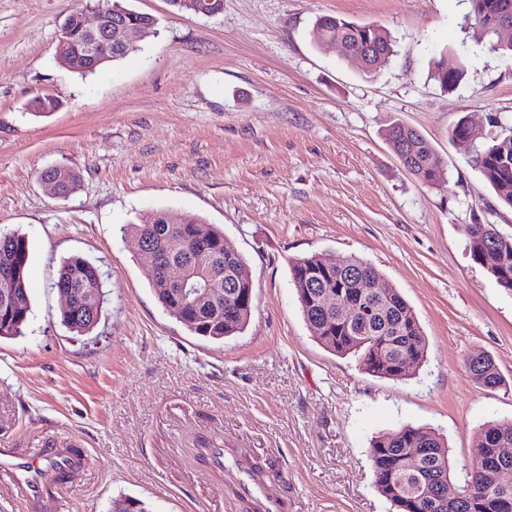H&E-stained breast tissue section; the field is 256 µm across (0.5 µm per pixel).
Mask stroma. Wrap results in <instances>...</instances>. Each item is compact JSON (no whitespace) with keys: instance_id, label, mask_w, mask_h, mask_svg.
<instances>
[{"instance_id":"1","label":"stroma","mask_w":512,"mask_h":512,"mask_svg":"<svg viewBox=\"0 0 512 512\" xmlns=\"http://www.w3.org/2000/svg\"><path fill=\"white\" fill-rule=\"evenodd\" d=\"M157 20L138 50L82 77L57 47L86 0H0V227L29 241L31 314L0 339V446L68 439L93 457L65 512H242L204 441L245 448L272 471L285 512H392L377 491L372 437L438 429L457 472L477 464L483 425L512 420V293L467 248L465 227L512 234L469 156L449 140L480 116L476 145L512 131V56L467 37V0H224L207 17L168 0H125ZM323 14L379 23L397 40L375 77L319 45ZM464 68L449 91L431 75ZM54 112L30 113L35 96ZM402 119L432 144L443 176L408 173L384 137ZM81 175L55 197L43 169ZM166 211L223 228L250 265L254 311L225 342L192 335L156 300L125 225ZM357 256L402 292L428 339L401 380L361 371L310 335L291 257ZM103 273L86 335L60 321L53 282L67 257ZM490 355L503 378L474 383L463 358Z\"/></svg>"}]
</instances>
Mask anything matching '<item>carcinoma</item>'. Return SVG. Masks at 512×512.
Masks as SVG:
<instances>
[{"label": "carcinoma", "mask_w": 512, "mask_h": 512, "mask_svg": "<svg viewBox=\"0 0 512 512\" xmlns=\"http://www.w3.org/2000/svg\"><path fill=\"white\" fill-rule=\"evenodd\" d=\"M512 0H481L482 8L471 9L469 30L474 39L489 46L493 52H510L512 45L492 47L486 27L499 17L501 6ZM72 10L70 45L61 56L62 62L80 75L94 73L100 66L122 59L127 53L104 47L100 58L91 66L82 65L84 35L74 19ZM316 29L321 41L333 45L338 55L372 77L376 67L372 61L362 60L355 53L356 47L369 43L384 54L394 53L396 40L387 28L378 24L357 25L336 16L323 15L316 19ZM463 72L448 76L443 62L435 64L434 78L441 87L448 88L461 81ZM386 140L400 145L399 160L423 185L436 183L438 170L432 167L437 161L429 141L416 129L400 120L392 121L385 129ZM473 154V162L485 182L494 191L499 203L512 208V131L482 149L464 147ZM60 195L67 197L81 185L80 174L68 167L52 170ZM202 220L187 215L173 220L163 211L142 217L138 224L130 225L136 238L149 241L157 252L158 262L147 271V281L163 308L183 324L191 334L204 340L222 343L248 327L254 305L246 303L243 295L253 289L249 264L236 250L224 251V232L210 227L207 235L196 233ZM466 235L471 257L481 261L483 253L494 248L498 264L491 275L497 284L512 291V235L501 233L494 224H469ZM318 254L294 257L290 260L291 284L296 291L304 322L315 341L329 353L337 356L353 354L361 367L374 376L397 379L400 365L409 360L416 366L426 362L428 341L413 307L396 288L380 291L366 288L359 293L361 281L382 278L381 272L371 263L350 256L338 265L322 269L324 278L315 286L310 279L318 269ZM29 245L27 238L16 231L0 230V338L22 335L28 320L30 303L27 293ZM179 265L190 272V282L200 288H210L208 302L200 307H190L182 302L180 286L165 277L164 269ZM65 285L79 295L90 290L104 299L103 279L100 269L86 259L72 257L65 260L53 287ZM21 296V305L5 289ZM343 290L351 302L353 313L344 317L336 310L324 309L318 297L326 290ZM102 308L95 317L80 314L75 304L61 311L62 321L78 335L92 331L100 320ZM465 370L475 383L495 388L501 384V375L492 358L483 353H469L463 358ZM481 450L491 467L480 475L467 472L456 483L458 495L448 497V481L455 480V464L450 456L447 441L437 430L425 426L404 425L395 432L374 437L369 446L375 486L388 500L395 512H512V485L489 488L492 471L500 463L512 466V421H490L479 434Z\"/></svg>", "instance_id": "obj_1"}]
</instances>
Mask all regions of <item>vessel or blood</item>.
<instances>
[{
    "instance_id": "b4317fda",
    "label": "vessel or blood",
    "mask_w": 512,
    "mask_h": 512,
    "mask_svg": "<svg viewBox=\"0 0 512 512\" xmlns=\"http://www.w3.org/2000/svg\"><path fill=\"white\" fill-rule=\"evenodd\" d=\"M211 460L223 469L240 502L254 512H283L284 503L268 491L266 476L252 475L249 453L236 448H217ZM51 462L68 474L77 475L89 467L91 457L68 446L42 448L24 456L17 455L14 449L0 448V486L19 496L28 512H61L62 499L47 492L56 477L47 468Z\"/></svg>"
}]
</instances>
